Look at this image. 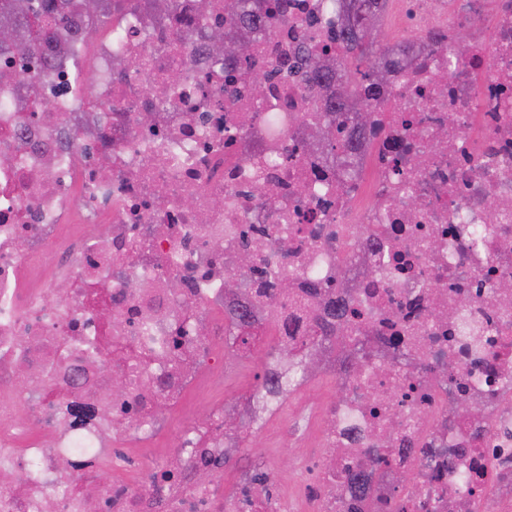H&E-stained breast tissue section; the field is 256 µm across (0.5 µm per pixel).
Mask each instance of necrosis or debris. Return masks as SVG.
<instances>
[{
  "instance_id": "1",
  "label": "necrosis or debris",
  "mask_w": 512,
  "mask_h": 512,
  "mask_svg": "<svg viewBox=\"0 0 512 512\" xmlns=\"http://www.w3.org/2000/svg\"><path fill=\"white\" fill-rule=\"evenodd\" d=\"M400 2L338 154L333 88L297 82L303 49L341 54L335 0H266L228 59L224 0H114L89 90L80 57L29 87L0 53V512H512V0ZM263 66L288 76L256 90ZM244 309L304 370L264 361L267 407L130 454L223 376ZM321 323L356 338L318 346ZM322 377L298 497L258 464L225 490L245 427Z\"/></svg>"
}]
</instances>
